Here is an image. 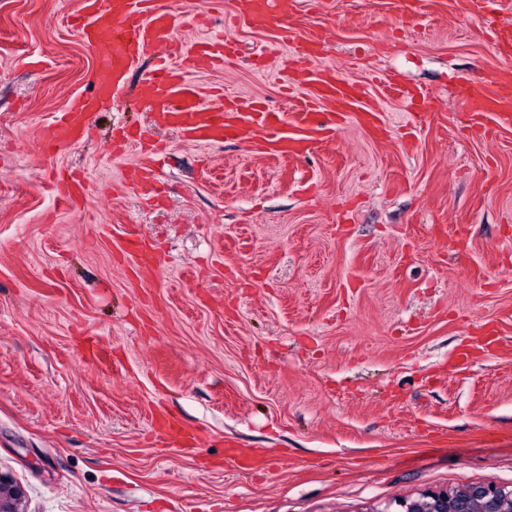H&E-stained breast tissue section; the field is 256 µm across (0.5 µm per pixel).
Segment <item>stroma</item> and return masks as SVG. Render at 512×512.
<instances>
[{
  "label": "stroma",
  "instance_id": "35a3bbf8",
  "mask_svg": "<svg viewBox=\"0 0 512 512\" xmlns=\"http://www.w3.org/2000/svg\"><path fill=\"white\" fill-rule=\"evenodd\" d=\"M80 9L0 0V472L19 512H380L512 487V129L471 130L456 94L502 67L470 0H293L262 29L193 0L179 38L241 47L190 73L203 94L284 110L305 78L290 27L380 111L299 158L173 129L156 154L116 149L148 124L149 57L86 139L43 153L95 93ZM59 171L85 195L59 204ZM484 321L500 353L454 367ZM281 38L289 52V59L310 60L319 58L321 54L322 37L314 33L297 37L288 29H283Z\"/></svg>",
  "mask_w": 512,
  "mask_h": 512
}]
</instances>
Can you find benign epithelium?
Wrapping results in <instances>:
<instances>
[{
	"mask_svg": "<svg viewBox=\"0 0 512 512\" xmlns=\"http://www.w3.org/2000/svg\"><path fill=\"white\" fill-rule=\"evenodd\" d=\"M21 496L12 477L0 472V512H15ZM401 512H512V489L471 484L453 491H427L399 502Z\"/></svg>",
	"mask_w": 512,
	"mask_h": 512,
	"instance_id": "obj_1",
	"label": "benign epithelium"
}]
</instances>
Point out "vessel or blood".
<instances>
[{
  "label": "vessel or blood",
  "instance_id": "vessel-or-blood-1",
  "mask_svg": "<svg viewBox=\"0 0 512 512\" xmlns=\"http://www.w3.org/2000/svg\"><path fill=\"white\" fill-rule=\"evenodd\" d=\"M240 20L253 27L267 26L273 13L287 14L289 0H236ZM176 10L171 0H82L74 26L98 59L91 74L96 94L80 111L58 117L45 139L61 145L76 141L92 112L105 107L133 64L151 52L164 51V58L143 74L140 85L146 112L155 127H172L198 146H219L227 140L260 138L272 152L302 156L312 146L310 134L332 130L338 119L371 126L380 118L363 99L353 82L313 74L311 88L294 96L290 111L271 110L253 98L226 96L209 103L189 81L188 70L203 71L216 62L238 56V44L224 35L205 34L192 41L176 35ZM290 58L310 60L321 53L322 39L310 33L301 37L281 35ZM470 112L472 125L492 119L500 128L512 127V80L497 77L466 81L459 89ZM499 331L485 323L483 334L459 352L463 366L497 347Z\"/></svg>",
  "mask_w": 512,
  "mask_h": 512
}]
</instances>
